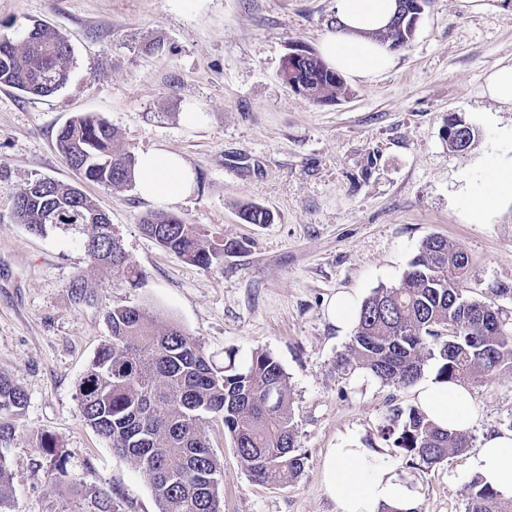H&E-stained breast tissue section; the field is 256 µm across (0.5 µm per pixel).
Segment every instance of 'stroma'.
<instances>
[{"instance_id": "obj_1", "label": "stroma", "mask_w": 512, "mask_h": 512, "mask_svg": "<svg viewBox=\"0 0 512 512\" xmlns=\"http://www.w3.org/2000/svg\"><path fill=\"white\" fill-rule=\"evenodd\" d=\"M427 0L396 66L375 80L346 79L334 102L316 103L280 76L292 46L318 51L335 28V0H0V20L46 23L68 41L70 77L41 97L0 86V373L26 395L10 460L14 512H91L98 493L118 490L119 512H157L147 475L115 455L84 423L76 384L110 333L116 306L147 308L175 321L209 354L239 359L271 353L290 378L305 469L292 484L255 482L240 464L221 419L207 429L223 467L224 512H337L322 480L327 449L356 435L381 447L392 408L413 391L371 374H336L350 332L327 317L340 292L367 298L397 286L422 241L437 234L469 257L470 296L512 311V203L476 221L469 186L512 133V108L483 92L489 72L512 62V0ZM161 41L162 53L141 47ZM203 114L191 127L183 114ZM93 112L116 130L122 151L164 149L193 169L196 184L170 213L214 239L241 240L243 252L204 270L163 250L142 232L160 211L135 186L81 182L56 148L59 129ZM477 130L464 151L448 149V116ZM34 177L81 183L109 216L142 287L91 267L79 240L31 234L13 216V199ZM269 211L248 224L243 205ZM85 274L92 304L74 303L68 283ZM478 418L471 447L512 425V371L471 386ZM52 437L66 476L48 475L39 445ZM463 454L435 467L398 459L420 489L419 512H465L470 476Z\"/></svg>"}]
</instances>
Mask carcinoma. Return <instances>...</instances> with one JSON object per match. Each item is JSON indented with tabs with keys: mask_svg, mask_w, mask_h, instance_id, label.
<instances>
[{
	"mask_svg": "<svg viewBox=\"0 0 512 512\" xmlns=\"http://www.w3.org/2000/svg\"><path fill=\"white\" fill-rule=\"evenodd\" d=\"M415 31L411 23L392 22L375 37L404 48ZM70 59L67 40L49 26L35 23L21 31L13 20L0 21V85L50 96L68 80ZM282 78L317 103L344 91L340 74L305 49L299 58L285 59ZM442 136L448 148L465 150L476 130L450 116ZM56 143L83 179L109 186L133 183L136 158L117 149L115 129L100 116L75 117L58 131ZM44 182L37 177L20 189L17 197L26 204L13 210L17 221L37 235L49 226L80 233L93 267L140 287L145 273L129 261L109 217L77 185L57 180L43 193ZM241 217L248 224L271 222V214L253 204L242 208ZM140 225L164 250L203 269L243 250L240 242L216 240L174 214L151 212ZM467 266L462 249L440 236L426 237L400 284L379 288L364 300L334 369L341 375L364 369L396 388L414 384L429 360L438 366L437 377L458 384L512 370V316L465 294ZM69 291L77 303L92 300L81 273L72 278ZM107 322L109 341L76 386L80 413L114 453L146 473L158 512H223L221 463L206 434L213 418L224 423L253 480L290 483L303 474L289 377L270 353L258 351L240 360L238 351L228 348L224 364L218 365L178 325L158 324L143 307H115ZM25 402L24 392L0 374V512H13L12 474L3 449L14 439L15 417ZM380 437L407 462L429 468L469 447L465 433L439 428L414 406L391 409ZM40 447L52 456L50 476L62 480L65 468L55 444L42 437ZM465 512H512V500H500L475 480Z\"/></svg>",
	"mask_w": 512,
	"mask_h": 512,
	"instance_id": "obj_1",
	"label": "carcinoma"
}]
</instances>
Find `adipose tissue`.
I'll return each instance as SVG.
<instances>
[{
    "mask_svg": "<svg viewBox=\"0 0 512 512\" xmlns=\"http://www.w3.org/2000/svg\"><path fill=\"white\" fill-rule=\"evenodd\" d=\"M336 28L321 42V54L329 66L349 76L372 80L396 64L395 49L375 39L397 10V0H335ZM194 173L185 160L172 152L155 149L141 154L135 167L140 195L165 205L181 202L190 194ZM472 192L479 198L512 200V158L492 162ZM418 406L442 428L469 430L476 419L474 398L460 384H449L430 375L415 388ZM464 467L482 478L500 497L512 499V431L488 433L467 456ZM325 485L337 499L338 512H414L418 489L402 478L386 455L360 446L356 436H345L328 449L323 461Z\"/></svg>",
    "mask_w": 512,
    "mask_h": 512,
    "instance_id": "1",
    "label": "adipose tissue"
}]
</instances>
